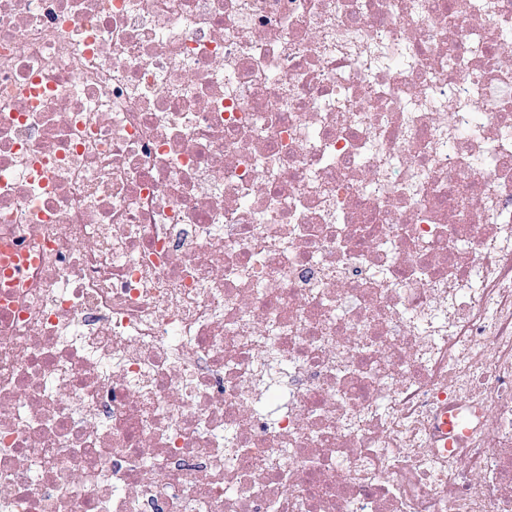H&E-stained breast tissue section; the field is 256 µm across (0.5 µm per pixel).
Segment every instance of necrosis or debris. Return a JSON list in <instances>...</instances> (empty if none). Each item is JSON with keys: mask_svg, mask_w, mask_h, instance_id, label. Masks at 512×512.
I'll list each match as a JSON object with an SVG mask.
<instances>
[{"mask_svg": "<svg viewBox=\"0 0 512 512\" xmlns=\"http://www.w3.org/2000/svg\"><path fill=\"white\" fill-rule=\"evenodd\" d=\"M5 243L0 512H512V0H0Z\"/></svg>", "mask_w": 512, "mask_h": 512, "instance_id": "obj_1", "label": "necrosis or debris"}]
</instances>
